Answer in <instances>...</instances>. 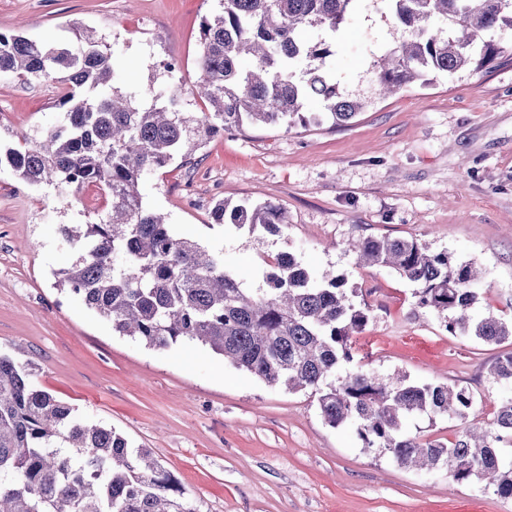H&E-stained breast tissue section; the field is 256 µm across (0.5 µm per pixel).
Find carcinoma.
I'll list each match as a JSON object with an SVG mask.
<instances>
[{"instance_id":"obj_1","label":"carcinoma","mask_w":512,"mask_h":512,"mask_svg":"<svg viewBox=\"0 0 512 512\" xmlns=\"http://www.w3.org/2000/svg\"><path fill=\"white\" fill-rule=\"evenodd\" d=\"M363 0H221L200 25L197 111L165 83L141 100L110 84L112 45L90 29L64 42L0 33V75L22 83L51 80L64 90L62 118L42 138L11 134L0 166L61 198L96 185L111 199L95 223L62 224L60 243L75 249L58 286L112 330L151 349L201 345L269 386L309 389L332 428L347 426L362 447L400 467L446 469L453 481L487 482L512 499V394L493 423H469L476 397L464 386L383 377L360 365L352 335L368 323L342 278L315 276L292 253L263 256L265 287L247 288L224 267V253L177 235L150 209L144 178L187 158L212 135L246 124L349 121L369 101L346 93L327 67L336 32ZM402 39L372 55L370 69L386 93L430 76L480 72L512 56V0H382ZM215 224L271 234L288 224L271 202L246 208L217 203ZM359 262L396 270L416 284L420 308L451 313L445 328L491 344L512 342V321L475 318L480 281L468 264L413 239L366 237ZM492 377L512 384V353ZM446 415L461 430L449 444L422 442L403 430L411 417ZM0 512H194L164 464L131 448L114 430L79 417L34 383L33 367L0 352Z\"/></svg>"}]
</instances>
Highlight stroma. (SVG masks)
Returning a JSON list of instances; mask_svg holds the SVG:
<instances>
[{"label": "stroma", "mask_w": 512, "mask_h": 512, "mask_svg": "<svg viewBox=\"0 0 512 512\" xmlns=\"http://www.w3.org/2000/svg\"><path fill=\"white\" fill-rule=\"evenodd\" d=\"M218 0H0V32L56 42L71 26L95 29L114 50L122 89L147 97L180 62L184 102L197 75L201 20ZM392 18L371 0L336 37L328 64L347 90L370 97L345 127L247 125L212 136L190 159L140 185L148 206L177 234L224 253L250 287L261 255L288 251L314 274L342 276L369 308L353 351L379 375L472 388L483 401L472 424L490 425L512 386L489 369L512 352L448 333L444 318L416 306L414 286L379 266H359L365 236L417 240L483 271L477 315L512 317V59L430 86L381 96L369 70L373 46L397 40ZM58 83L0 76V132H47L59 119ZM280 203L288 228L271 235L212 223L220 201ZM110 199L94 186L72 201L0 169V350L35 368V383L90 421L149 449L196 512H512V500L451 487L362 448L350 429L322 419L311 391L267 386L202 346L149 349L60 292L55 272L70 250L63 224L98 221Z\"/></svg>", "instance_id": "1"}]
</instances>
